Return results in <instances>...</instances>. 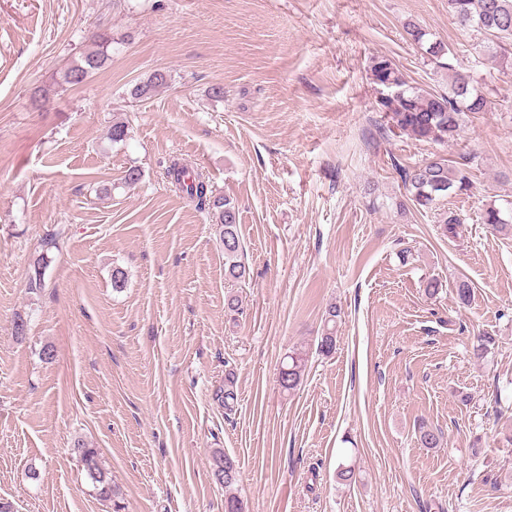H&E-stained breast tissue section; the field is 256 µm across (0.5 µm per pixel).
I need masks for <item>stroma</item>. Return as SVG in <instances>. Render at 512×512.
I'll return each mask as SVG.
<instances>
[{
  "instance_id": "stroma-1",
  "label": "stroma",
  "mask_w": 512,
  "mask_h": 512,
  "mask_svg": "<svg viewBox=\"0 0 512 512\" xmlns=\"http://www.w3.org/2000/svg\"><path fill=\"white\" fill-rule=\"evenodd\" d=\"M106 2L0 0V499L14 512H224L220 448L245 512H512V233L480 221L512 200V67L480 59L448 0ZM410 22L490 102L453 142L415 140L378 108L377 57L411 84L450 85ZM96 26L109 60L59 86ZM157 70L167 84L132 98ZM116 121L130 129L117 144ZM437 153L472 187L416 210L399 171ZM175 159L235 201L244 280L225 279L217 225L168 183ZM333 306L337 345L322 356ZM484 334L496 346L479 359ZM291 352L306 368L288 394L277 377ZM228 373L229 413L214 397ZM422 421L441 447H420ZM78 441L99 448L114 501ZM342 464L355 483L337 480ZM73 453L79 457L80 463L87 476L95 484L99 496L111 499L114 494L112 477L105 469L101 453L98 448L89 447L88 444L78 441L72 448Z\"/></svg>"
}]
</instances>
